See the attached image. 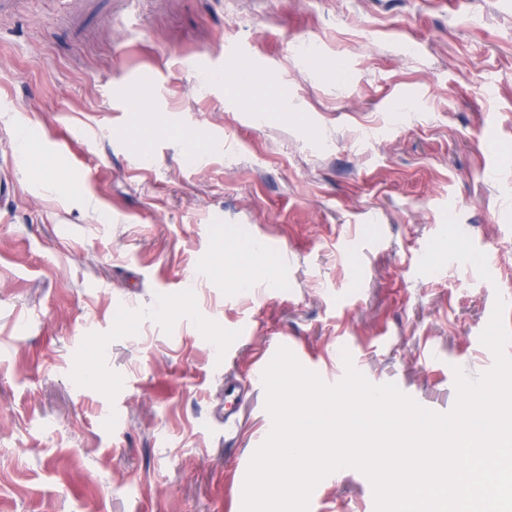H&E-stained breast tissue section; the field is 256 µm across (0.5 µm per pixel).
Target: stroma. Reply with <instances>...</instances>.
<instances>
[{"label": "stroma", "instance_id": "obj_1", "mask_svg": "<svg viewBox=\"0 0 512 512\" xmlns=\"http://www.w3.org/2000/svg\"><path fill=\"white\" fill-rule=\"evenodd\" d=\"M306 41L346 77L304 64ZM229 47L271 79L208 89L186 67ZM0 99V512H242L272 419L253 388L225 447L224 379L285 338L326 384L346 345L370 383L438 413L455 368L493 366L480 336L512 290V0H16ZM448 224L471 235L441 252ZM254 235L288 267L256 268L247 298L215 243ZM309 512H375L372 485L337 470Z\"/></svg>", "mask_w": 512, "mask_h": 512}]
</instances>
